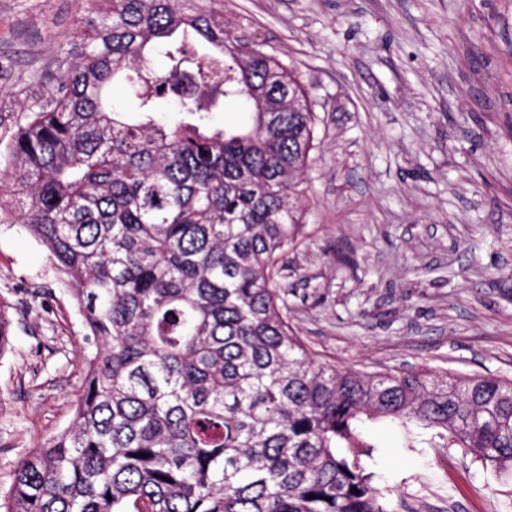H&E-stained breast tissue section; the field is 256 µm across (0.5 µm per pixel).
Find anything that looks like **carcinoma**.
I'll return each mask as SVG.
<instances>
[{
  "label": "carcinoma",
  "mask_w": 512,
  "mask_h": 512,
  "mask_svg": "<svg viewBox=\"0 0 512 512\" xmlns=\"http://www.w3.org/2000/svg\"><path fill=\"white\" fill-rule=\"evenodd\" d=\"M90 30L0 149V222L47 248L87 345L72 424L16 469L6 512H393L364 415L512 474V379L340 369L291 328L279 262L315 126L295 72L202 0H110ZM227 99L250 128L211 126Z\"/></svg>",
  "instance_id": "cac0c4a2"
}]
</instances>
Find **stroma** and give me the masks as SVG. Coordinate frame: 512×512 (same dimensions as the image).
<instances>
[{
  "mask_svg": "<svg viewBox=\"0 0 512 512\" xmlns=\"http://www.w3.org/2000/svg\"><path fill=\"white\" fill-rule=\"evenodd\" d=\"M290 66L316 115L280 284L321 359L512 377V0H215ZM86 0H0V142L71 63ZM0 491L67 428L82 318L47 250L0 223ZM394 512H506L512 477L458 446L359 426Z\"/></svg>",
  "mask_w": 512,
  "mask_h": 512,
  "instance_id": "obj_1",
  "label": "stroma"
}]
</instances>
